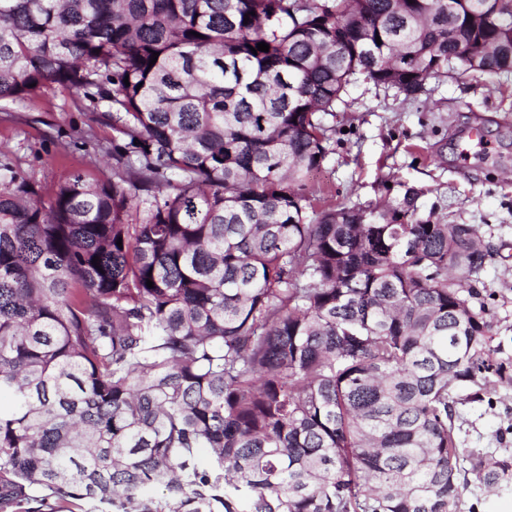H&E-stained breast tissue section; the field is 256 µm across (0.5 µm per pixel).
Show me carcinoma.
Here are the masks:
<instances>
[{"mask_svg":"<svg viewBox=\"0 0 512 512\" xmlns=\"http://www.w3.org/2000/svg\"><path fill=\"white\" fill-rule=\"evenodd\" d=\"M453 2L0 0V99L93 89L113 131L110 179L0 164V512H458L455 405L512 386L494 250L307 183L357 76L512 72V0Z\"/></svg>","mask_w":512,"mask_h":512,"instance_id":"1","label":"carcinoma"}]
</instances>
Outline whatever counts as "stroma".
I'll return each instance as SVG.
<instances>
[{"label": "stroma", "mask_w": 512, "mask_h": 512, "mask_svg": "<svg viewBox=\"0 0 512 512\" xmlns=\"http://www.w3.org/2000/svg\"><path fill=\"white\" fill-rule=\"evenodd\" d=\"M110 110L58 84L24 102L0 99V151L48 190L72 172L111 176ZM324 122L333 129L327 158L308 178L318 195L382 207L414 188L420 214L476 225L491 242L482 279L493 334L512 358V75L457 71L426 79L409 98L361 79ZM475 125L484 144L469 150ZM491 397L458 405L455 417L460 447L486 461L512 453V386L493 387Z\"/></svg>", "instance_id": "obj_1"}]
</instances>
